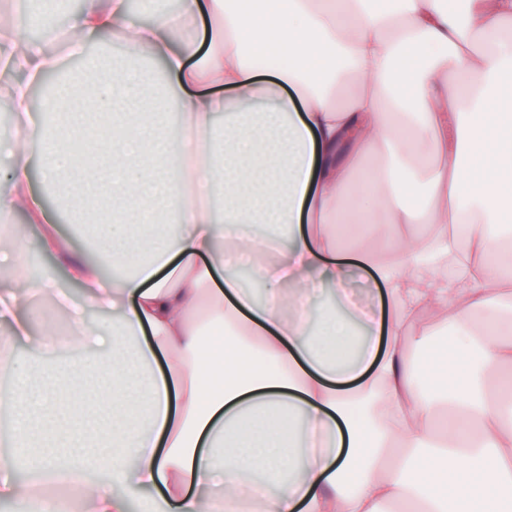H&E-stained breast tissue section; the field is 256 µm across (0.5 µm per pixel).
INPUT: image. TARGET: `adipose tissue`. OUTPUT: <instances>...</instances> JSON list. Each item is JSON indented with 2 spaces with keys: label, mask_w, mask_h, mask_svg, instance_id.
<instances>
[{
  "label": "adipose tissue",
  "mask_w": 512,
  "mask_h": 512,
  "mask_svg": "<svg viewBox=\"0 0 512 512\" xmlns=\"http://www.w3.org/2000/svg\"><path fill=\"white\" fill-rule=\"evenodd\" d=\"M10 2L0 267L15 278L0 289V375L13 376L33 294L67 312L70 343L107 357L112 378L77 393L75 368L49 362L53 391H0L13 448L0 500L56 512L48 476L66 473L80 512H130L145 488V512H512V94L489 90L512 66V0H465V22L447 0H182L147 24L128 0H85L36 39ZM92 36L120 50L101 78ZM61 41L92 78L64 81L43 109L81 126L96 171L82 191L113 223L97 263L57 227L75 206L61 177L75 141L31 119ZM153 82L180 101L175 134L142 109ZM36 145L51 208L31 184ZM381 149L395 164L365 167ZM397 164L426 185L423 205L408 207ZM30 224L64 278L26 277ZM353 224L386 262L343 246ZM358 268L381 284L379 308L353 299ZM90 308L120 309L118 328L88 326ZM431 314L463 337L452 365L409 355L430 349Z\"/></svg>",
  "instance_id": "obj_1"
}]
</instances>
